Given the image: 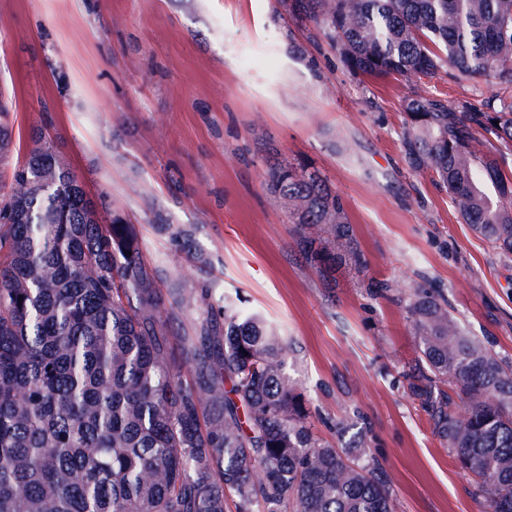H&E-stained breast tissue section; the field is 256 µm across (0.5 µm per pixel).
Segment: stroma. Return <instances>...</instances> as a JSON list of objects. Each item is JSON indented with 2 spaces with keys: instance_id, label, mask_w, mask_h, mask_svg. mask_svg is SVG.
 Instances as JSON below:
<instances>
[{
  "instance_id": "obj_1",
  "label": "stroma",
  "mask_w": 512,
  "mask_h": 512,
  "mask_svg": "<svg viewBox=\"0 0 512 512\" xmlns=\"http://www.w3.org/2000/svg\"><path fill=\"white\" fill-rule=\"evenodd\" d=\"M0 83L14 133L47 127L103 217L127 214L165 287L218 285L292 344L288 371L315 432L344 420L384 467L396 512H483L473 478L434 434L403 375L418 364L407 305L447 301L464 330L512 361V256L462 223L412 170L400 134L417 88L348 72L280 0H0ZM425 91L479 105L489 86L443 72ZM306 163L343 199L368 267L326 282L304 266L288 207L265 183ZM192 234L211 261L172 266ZM390 289L374 294L372 280ZM170 237L177 244V249L170 256L173 266L180 265L183 261H190L200 268L208 264V259L202 253L196 251L191 234L180 226L167 224Z\"/></svg>"
}]
</instances>
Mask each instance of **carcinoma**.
Instances as JSON below:
<instances>
[{"label": "carcinoma", "mask_w": 512, "mask_h": 512, "mask_svg": "<svg viewBox=\"0 0 512 512\" xmlns=\"http://www.w3.org/2000/svg\"><path fill=\"white\" fill-rule=\"evenodd\" d=\"M354 74L418 85L443 70L497 87L481 107L417 93L402 147L458 217L512 255V0H284ZM303 262L322 277L367 261L323 173L277 163ZM174 266L208 259L167 225ZM191 314L187 327L179 317ZM423 367L405 374L484 512H512V363L421 289L408 304ZM288 344L214 286L168 289L136 225L97 205L47 129L17 146L0 91V512H394L362 437L319 438Z\"/></svg>", "instance_id": "cac0c4a2"}]
</instances>
